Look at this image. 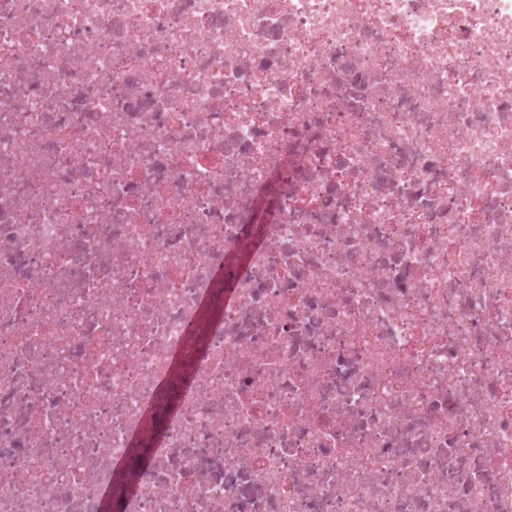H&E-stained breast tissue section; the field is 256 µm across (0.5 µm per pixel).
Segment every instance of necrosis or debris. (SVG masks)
<instances>
[{"instance_id": "1", "label": "necrosis or debris", "mask_w": 512, "mask_h": 512, "mask_svg": "<svg viewBox=\"0 0 512 512\" xmlns=\"http://www.w3.org/2000/svg\"><path fill=\"white\" fill-rule=\"evenodd\" d=\"M0 512H512V0H0Z\"/></svg>"}]
</instances>
